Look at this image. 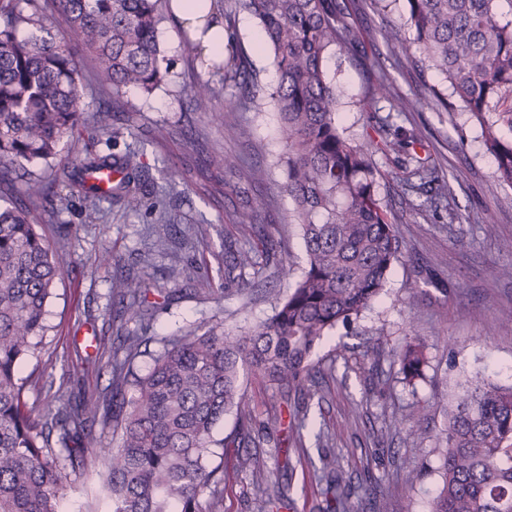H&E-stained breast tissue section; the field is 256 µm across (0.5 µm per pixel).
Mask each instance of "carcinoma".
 <instances>
[{"instance_id": "1", "label": "carcinoma", "mask_w": 512, "mask_h": 512, "mask_svg": "<svg viewBox=\"0 0 512 512\" xmlns=\"http://www.w3.org/2000/svg\"><path fill=\"white\" fill-rule=\"evenodd\" d=\"M69 25V38H20L22 26L48 31L40 0H0V185L35 160L56 156L58 143L75 138L86 121L77 56L97 61L100 86L120 96L135 88L152 93L169 75L159 26L171 0H56ZM403 27L382 38L403 55L443 79L482 129L486 150L497 163L498 181L512 188V0H403ZM243 11L265 34L279 74L270 93L285 140V189L294 223L305 245L307 266L266 320L227 331L224 320L200 324L169 340L143 376L132 362L145 340L121 339L124 357L113 356L110 395L91 401L58 398L38 412L25 399L22 360L47 330L46 304L67 266L65 246H52L37 226L53 219L60 194L38 177L25 181V204L0 207V512H60L67 470L95 460V427H112L120 444L98 473L100 492L112 512H204L208 492L218 504L223 466L211 465L213 447L254 444L253 409L244 378L251 375L297 397L312 396V356L338 324H346L377 301L388 272L402 257L401 241L377 193L379 151L397 154L399 179L449 186L412 147L413 129L392 122L391 139L352 141L336 124L341 91L324 71L327 52L343 46L357 52L360 36L343 0H230L224 17ZM194 60L222 83L239 84L240 67H226L186 41ZM219 89L199 83L195 110L208 112ZM93 121L111 139L125 128L99 109ZM112 174L107 197L141 205L144 170L139 155L87 153L62 169L61 182L84 202L85 221L97 219L102 199L88 175ZM225 279H243L258 258L254 247L225 246ZM123 315L149 329L151 313L141 305L142 283L123 281ZM402 380L414 385L427 363L425 345L405 343L397 354ZM235 412L237 431L215 443L213 431ZM448 422L438 437L444 452L442 485L432 512H512V386L480 373L466 378L444 407ZM56 438L59 449L51 448ZM327 484L323 512H348L349 485L336 461L322 459ZM257 483L272 490L267 506L279 512L283 493L274 472L254 461Z\"/></svg>"}]
</instances>
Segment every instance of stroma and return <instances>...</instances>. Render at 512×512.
I'll return each mask as SVG.
<instances>
[{
  "label": "stroma",
  "instance_id": "stroma-1",
  "mask_svg": "<svg viewBox=\"0 0 512 512\" xmlns=\"http://www.w3.org/2000/svg\"><path fill=\"white\" fill-rule=\"evenodd\" d=\"M350 12L365 35L363 55L333 48L325 62L329 79L343 96L337 122L350 138L380 140L394 99L413 108L400 123L416 128L425 150L444 172L452 195L435 210L413 208L414 194L397 177L393 153H376L383 174L378 193L392 213L402 242L382 298L351 326H339L315 351L320 372L318 399L310 400L307 426L292 429L296 397L248 379L246 395L254 409L253 429L261 448L229 449L224 460L221 512H261L262 490L248 457L261 455L288 497L286 512H317L321 486L315 475L321 453L335 456L350 484V512H431L441 483L443 456L437 437L446 426L444 404L476 370L491 380L512 384V279L498 271L512 267V188L500 184L496 162L486 151L479 126L462 106L444 112L428 102L430 86L445 88L432 70L413 66L399 50L369 41V30L400 22L403 0L376 9L368 0H350ZM235 35L224 61L241 64L258 84V105L226 111L241 87H228L212 111H194L190 91L204 72L192 64L174 20L160 26L159 39L172 62L171 76L152 95L127 91L120 101L99 86L91 56L79 57L86 111L112 105V120L127 125L111 141L87 124L79 142L62 141L57 155L32 164V171L54 183L62 166L91 152H138L145 170L140 193L144 205L133 211L103 199L96 223H85L81 200H63L54 221L38 230L50 243H65L70 265L57 281L47 306L48 330L20 367L29 406L42 409L55 394L100 395L111 378L110 357L83 373L81 356L94 353L95 336L113 338L112 309L126 277L139 278L158 308L150 338L134 360L145 375L165 339L220 317L229 330L251 327L270 316L295 274L306 265L292 201L279 164L285 152L279 116L268 98L277 82L273 54L255 48L257 21L244 13L231 17ZM380 56L389 78L385 97L372 98L378 83L370 65ZM237 158L225 172L215 156ZM259 206L256 224L236 223L245 205ZM456 221H449V212ZM492 213L494 235L482 218ZM270 236L293 266L285 275L277 262L248 270L246 290L224 280V244L248 247ZM385 339H378V332ZM426 345L425 377L416 386L402 382L396 352L406 340ZM93 470L69 473L64 512H110L98 494Z\"/></svg>",
  "mask_w": 512,
  "mask_h": 512
}]
</instances>
